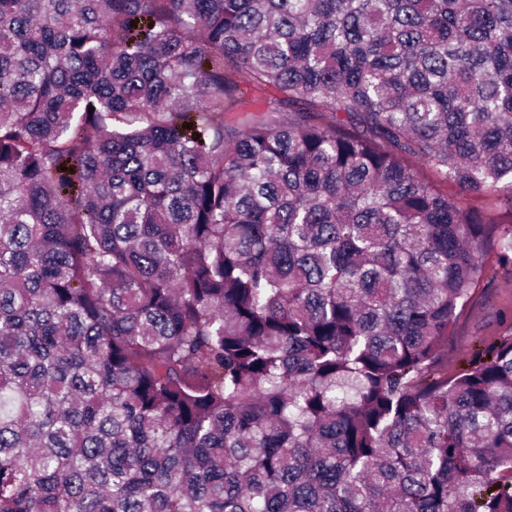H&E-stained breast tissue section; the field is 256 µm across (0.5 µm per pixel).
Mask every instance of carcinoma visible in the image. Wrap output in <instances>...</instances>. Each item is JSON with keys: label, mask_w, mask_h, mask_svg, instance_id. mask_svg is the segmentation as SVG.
Returning a JSON list of instances; mask_svg holds the SVG:
<instances>
[{"label": "carcinoma", "mask_w": 512, "mask_h": 512, "mask_svg": "<svg viewBox=\"0 0 512 512\" xmlns=\"http://www.w3.org/2000/svg\"><path fill=\"white\" fill-rule=\"evenodd\" d=\"M421 166L512 201V0H0V512H512Z\"/></svg>", "instance_id": "obj_1"}]
</instances>
